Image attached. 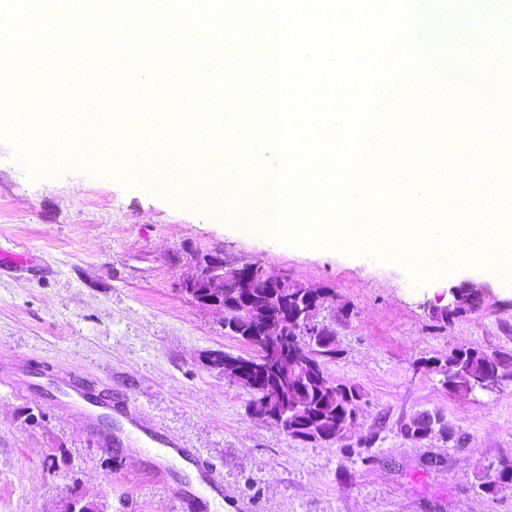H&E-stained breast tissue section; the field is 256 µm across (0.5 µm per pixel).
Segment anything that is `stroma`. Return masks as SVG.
<instances>
[{
  "instance_id": "obj_1",
  "label": "stroma",
  "mask_w": 512,
  "mask_h": 512,
  "mask_svg": "<svg viewBox=\"0 0 512 512\" xmlns=\"http://www.w3.org/2000/svg\"><path fill=\"white\" fill-rule=\"evenodd\" d=\"M0 247L34 258L0 268V512H64L79 496L106 512H187L181 461L160 474L153 452L106 444L102 428L21 391L12 382L20 360L111 388L147 425L198 449L224 481L216 512H512V483L477 489L512 461V384L453 394L433 368L462 346L512 353V281L489 269L419 284L407 265L257 237L111 178L36 176L4 139ZM215 249L331 289L350 308L347 321L323 315L339 350L327 375L362 393L340 439L302 441L254 419L250 392L209 367L216 351L253 353L178 288L190 255ZM463 281L484 287L481 310L438 321L448 288ZM425 413L445 420L447 436L403 435Z\"/></svg>"
}]
</instances>
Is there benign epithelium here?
<instances>
[{
    "mask_svg": "<svg viewBox=\"0 0 512 512\" xmlns=\"http://www.w3.org/2000/svg\"><path fill=\"white\" fill-rule=\"evenodd\" d=\"M255 269V264L245 262L230 263L221 250L198 252L190 257L188 271L180 282V291L189 296L200 308L214 312L224 319V329L236 336L242 335L253 345L256 356L251 358V367L260 372L272 373L269 386L261 393L259 400L250 406L251 415L263 421L279 425L284 432L296 439H308L314 427L288 426L285 414L277 404L294 390L288 389L286 381L304 370L318 379H325L322 362L314 354L311 343L298 346L297 353L288 355L281 351V343L288 333L298 326L308 325L311 332L317 334L327 328L318 320L324 308L336 307V295L327 291L319 292L318 304L310 311L294 308L288 309L286 299L280 297L279 290L286 287L287 280L275 278L260 269V280L264 281L269 292L259 300L248 301L254 276L244 277V267ZM484 291L472 282L465 281L448 289V305L444 311L454 314L463 312L473 314L483 304ZM211 368L241 387L252 390V378L242 368L241 358L226 352H217L208 358ZM508 363H503L478 380L483 391H498L512 381V373L507 370Z\"/></svg>",
    "mask_w": 512,
    "mask_h": 512,
    "instance_id": "benign-epithelium-1",
    "label": "benign epithelium"
}]
</instances>
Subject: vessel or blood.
<instances>
[{"label": "vessel or blood", "instance_id": "b4317fda", "mask_svg": "<svg viewBox=\"0 0 512 512\" xmlns=\"http://www.w3.org/2000/svg\"><path fill=\"white\" fill-rule=\"evenodd\" d=\"M23 390L48 388L58 406L82 415L91 425L107 424L105 438L124 435L127 442H141L151 446L159 465H167L173 458L192 467L195 482L185 499L187 507H209L211 502L223 499L224 482L212 470L198 449L185 447L176 437L144 423L137 407L128 401L115 403L106 400L95 390L63 376H36L25 372L20 380Z\"/></svg>", "mask_w": 512, "mask_h": 512}]
</instances>
